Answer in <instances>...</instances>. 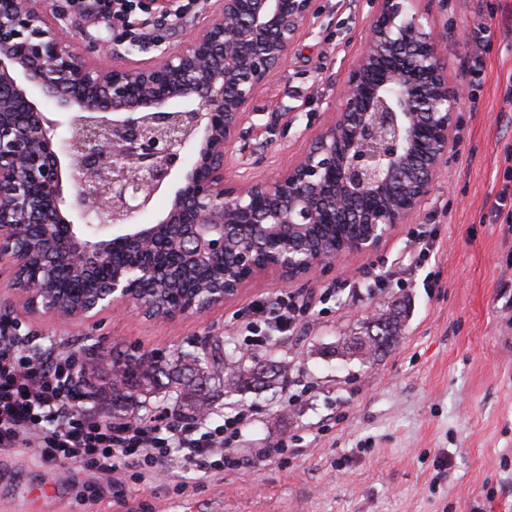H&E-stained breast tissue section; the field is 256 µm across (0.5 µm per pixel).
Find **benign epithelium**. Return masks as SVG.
<instances>
[{
  "instance_id": "benign-epithelium-1",
  "label": "benign epithelium",
  "mask_w": 512,
  "mask_h": 512,
  "mask_svg": "<svg viewBox=\"0 0 512 512\" xmlns=\"http://www.w3.org/2000/svg\"><path fill=\"white\" fill-rule=\"evenodd\" d=\"M315 2L213 0L179 49L108 68L46 0H0V278L22 316L85 322L127 308L178 321L256 278L293 283L375 251L412 223L453 147L458 97L431 10L446 0H375L364 47L309 147L270 179L232 168L254 100ZM64 122L66 146L56 137ZM173 179L162 217L135 223ZM355 207L365 229L327 251L303 246ZM229 243L246 277L224 273L204 302L151 297L193 287ZM118 247L136 263H116ZM63 276L88 287L60 293Z\"/></svg>"
}]
</instances>
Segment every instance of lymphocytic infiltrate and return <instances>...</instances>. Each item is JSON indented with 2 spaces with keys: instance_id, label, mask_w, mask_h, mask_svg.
I'll return each instance as SVG.
<instances>
[{
  "instance_id": "lymphocytic-infiltrate-1",
  "label": "lymphocytic infiltrate",
  "mask_w": 512,
  "mask_h": 512,
  "mask_svg": "<svg viewBox=\"0 0 512 512\" xmlns=\"http://www.w3.org/2000/svg\"><path fill=\"white\" fill-rule=\"evenodd\" d=\"M16 320L0 321V453L32 449L46 463L82 465L89 478H111L132 468L152 482L179 469L203 476L238 467L232 443L244 413L208 427L184 417L166 424L143 417L101 421L71 387L81 376L67 357L25 348Z\"/></svg>"
}]
</instances>
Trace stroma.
I'll return each instance as SVG.
<instances>
[{
	"instance_id": "stroma-1",
	"label": "stroma",
	"mask_w": 512,
	"mask_h": 512,
	"mask_svg": "<svg viewBox=\"0 0 512 512\" xmlns=\"http://www.w3.org/2000/svg\"><path fill=\"white\" fill-rule=\"evenodd\" d=\"M66 19L113 53L148 61L178 49L206 0H174L181 31H159L155 5L129 22H99L75 0ZM441 49L458 94L455 147L413 223L380 249L304 280H253L234 301L169 323L120 309L92 322L28 318L35 345L54 346L111 390L114 352L175 359L203 343L225 362L243 357L254 308L304 305L288 335L271 333L258 357L289 361L287 382L216 399L211 425L244 412L235 441L241 467L201 478L183 470L153 486L126 472L94 488L73 464H45L22 449L0 455V512H512V0H447ZM288 61L259 92L247 150L234 167L271 177L292 164L329 119L363 46L373 0H318ZM288 120H274V113ZM433 243L421 254L419 239ZM402 304L397 343L374 363L345 348L377 311ZM285 443L258 461L253 449Z\"/></svg>"
}]
</instances>
